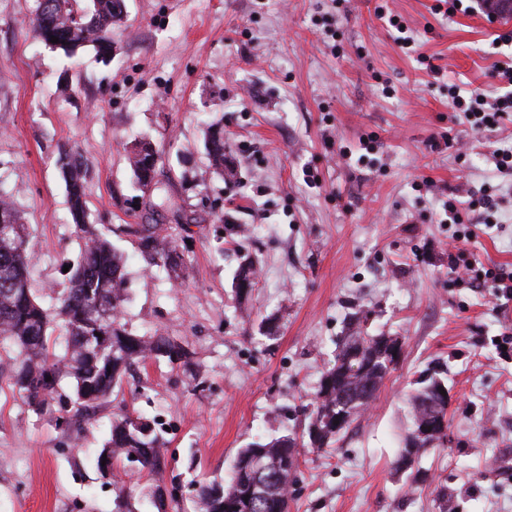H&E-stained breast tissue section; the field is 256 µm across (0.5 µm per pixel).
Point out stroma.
<instances>
[{
  "mask_svg": "<svg viewBox=\"0 0 512 512\" xmlns=\"http://www.w3.org/2000/svg\"><path fill=\"white\" fill-rule=\"evenodd\" d=\"M108 58L65 57L35 37L36 0H0V190L30 226V279L44 307L82 241L56 166L76 146L92 166L89 220L126 257L125 320L185 345L202 380L149 361L80 429L36 414L9 387L0 346V512H112L96 468L112 417L134 409L165 427L156 476L120 461L132 497L161 486L166 512H192L202 480H228L257 437L301 434L304 410L352 316L399 337L377 400L326 450H302L289 512H512V301L448 268V199L499 201L470 259L512 273V113L474 135L448 104L497 96L489 73L512 15L442 13L437 0H127ZM414 40H395L387 15ZM224 126L232 178L210 165L208 123ZM150 139L166 188L200 224L160 222L188 277L147 266L126 224L144 194L128 161ZM259 261L235 301L243 254ZM446 370L448 440L421 450L430 484L410 489L393 461L421 371Z\"/></svg>",
  "mask_w": 512,
  "mask_h": 512,
  "instance_id": "obj_1",
  "label": "stroma"
}]
</instances>
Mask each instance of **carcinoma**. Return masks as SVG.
<instances>
[{
	"mask_svg": "<svg viewBox=\"0 0 512 512\" xmlns=\"http://www.w3.org/2000/svg\"><path fill=\"white\" fill-rule=\"evenodd\" d=\"M126 15V0H37L31 23L35 35L46 45L73 54L87 46L106 53L112 44V29ZM59 42H51V37ZM211 165L219 174L234 176L224 164V129L211 126L205 139ZM157 150L149 141L135 144L128 157L137 184L139 172L160 175L148 159ZM56 165L65 184L73 224L83 234L79 256L69 264L68 285L56 296L53 308L46 309L30 288L27 239L29 225L14 200L0 195V344L17 348L9 385L34 410H44L62 380L71 382L70 409L63 420L70 427L80 425L84 413L106 402L122 390L129 368L146 359H164L185 370L192 365L190 353L180 343L159 334L139 335L123 322L127 303L124 258L112 243L95 233L88 223L85 185L90 175L87 159L69 144L58 148ZM123 232L138 241L140 253L150 264H159L184 278L186 266L177 242L161 224H127ZM256 266L250 257L236 276L234 296L248 295L240 287L254 282ZM64 340V353L53 350L54 337ZM388 336H373L359 325L348 336L322 373L315 397L308 405V424L301 436L282 435L270 440L257 439L240 449L227 484L208 482L198 485L195 512H288L287 486L299 462L301 448L321 451L357 420L376 398L392 368L381 345ZM361 358L349 360L352 348ZM421 387L411 398L413 425L403 439L393 468L408 474L414 483L425 481L415 468L417 448L440 445L447 439L448 427L426 433L427 416L441 401L440 390L447 389L441 372L423 375ZM344 424H334L336 417ZM123 412L112 421L105 447L112 449L115 462L138 464L149 476L160 474L166 465L165 441L148 422L138 423Z\"/></svg>",
	"mask_w": 512,
	"mask_h": 512,
	"instance_id": "carcinoma-1",
	"label": "carcinoma"
}]
</instances>
